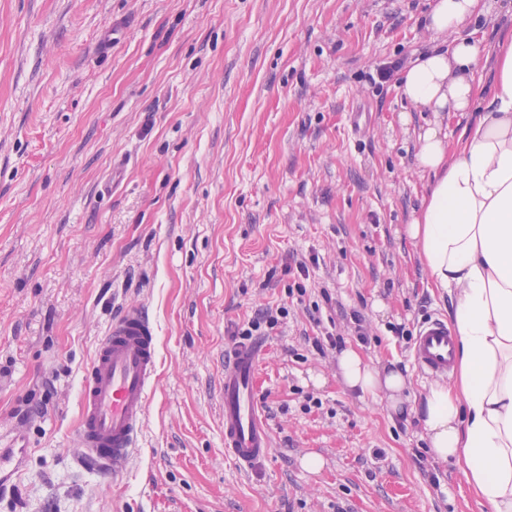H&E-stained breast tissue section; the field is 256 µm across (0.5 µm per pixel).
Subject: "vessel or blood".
Listing matches in <instances>:
<instances>
[{
	"label": "vessel or blood",
	"instance_id": "1",
	"mask_svg": "<svg viewBox=\"0 0 512 512\" xmlns=\"http://www.w3.org/2000/svg\"><path fill=\"white\" fill-rule=\"evenodd\" d=\"M456 340L447 321H425L412 357L432 377H446L455 364ZM259 342L236 344L224 361V451L250 469L270 454L271 440L256 399ZM158 361V345L148 312L140 306L112 318L85 370L76 436L82 460L120 473L136 451Z\"/></svg>",
	"mask_w": 512,
	"mask_h": 512
}]
</instances>
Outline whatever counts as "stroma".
I'll list each match as a JSON object with an SVG mask.
<instances>
[{
  "instance_id": "obj_1",
  "label": "stroma",
  "mask_w": 512,
  "mask_h": 512,
  "mask_svg": "<svg viewBox=\"0 0 512 512\" xmlns=\"http://www.w3.org/2000/svg\"><path fill=\"white\" fill-rule=\"evenodd\" d=\"M430 3L0 0V435L29 446L0 512H481L414 416L349 391L314 347L330 331L396 361L412 400L432 383L412 346L451 296L406 234L432 115L371 79L432 45ZM471 26L487 89L512 0ZM129 306L159 358L114 477L75 465L74 432ZM280 307L257 378L271 455L243 469L224 453L225 353ZM287 316L286 308H280L279 312L277 310L276 315L269 311L258 310L255 317L248 322L247 328L240 329L236 336H239L241 340H248L251 336L261 334L263 327L273 329L279 323L280 318L283 319Z\"/></svg>"
}]
</instances>
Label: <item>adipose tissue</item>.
Instances as JSON below:
<instances>
[{
  "mask_svg": "<svg viewBox=\"0 0 512 512\" xmlns=\"http://www.w3.org/2000/svg\"><path fill=\"white\" fill-rule=\"evenodd\" d=\"M481 11V0H435L428 29L438 45L398 85L434 114L416 155L432 181L407 234L434 286L454 291L457 381L431 385L409 407L397 366L375 368L352 348L337 363L348 388L412 411L432 455L460 465L485 512H512V40L498 47L493 90L481 96L474 74L485 49L462 32ZM450 112L473 116L453 144L443 131Z\"/></svg>",
  "mask_w": 512,
  "mask_h": 512,
  "instance_id": "obj_1",
  "label": "adipose tissue"
}]
</instances>
